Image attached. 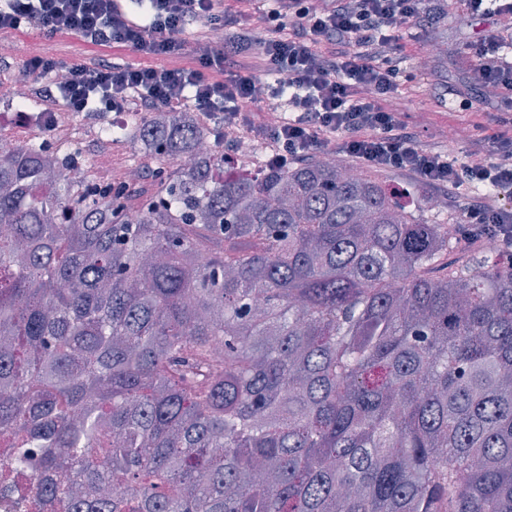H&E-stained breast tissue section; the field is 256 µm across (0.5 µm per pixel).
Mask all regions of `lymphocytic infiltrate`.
Masks as SVG:
<instances>
[{"mask_svg": "<svg viewBox=\"0 0 512 512\" xmlns=\"http://www.w3.org/2000/svg\"><path fill=\"white\" fill-rule=\"evenodd\" d=\"M244 11L265 16L258 36L228 19L224 0H0V38L32 27L40 36L78 38L85 46L124 48L136 63L102 57L64 64L47 54L22 62L35 97L64 111L114 115L139 102L143 111L191 103L204 123L230 145L249 135L270 144L268 168H285L319 154L337 141L347 167L373 168L455 198L471 238L492 235L512 260V137H500L488 157L462 163L424 140L404 121L412 97L398 93L412 81L401 49L407 30L429 40L436 20L432 0H239ZM470 16H497L496 26L466 45L464 56L489 100L468 101L483 111L487 101L507 104L492 113L512 127V0H466ZM194 58L177 63L187 24ZM278 77L279 86L267 83ZM49 85H41L43 77ZM292 111L284 119L279 103Z\"/></svg>", "mask_w": 512, "mask_h": 512, "instance_id": "f902f5d3", "label": "lymphocytic infiltrate"}]
</instances>
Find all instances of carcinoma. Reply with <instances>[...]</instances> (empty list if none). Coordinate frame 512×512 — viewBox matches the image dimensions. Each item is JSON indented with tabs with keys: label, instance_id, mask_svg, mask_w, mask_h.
Masks as SVG:
<instances>
[{
	"label": "carcinoma",
	"instance_id": "cac0c4a2",
	"mask_svg": "<svg viewBox=\"0 0 512 512\" xmlns=\"http://www.w3.org/2000/svg\"><path fill=\"white\" fill-rule=\"evenodd\" d=\"M135 204L0 159V434L61 512H512V265L369 175L240 174L202 130ZM135 210L139 220L127 221ZM224 359L213 358L216 343ZM125 487L122 497L90 491Z\"/></svg>",
	"mask_w": 512,
	"mask_h": 512
}]
</instances>
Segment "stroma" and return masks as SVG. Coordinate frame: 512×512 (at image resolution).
I'll return each instance as SVG.
<instances>
[{
    "label": "stroma",
    "mask_w": 512,
    "mask_h": 512,
    "mask_svg": "<svg viewBox=\"0 0 512 512\" xmlns=\"http://www.w3.org/2000/svg\"><path fill=\"white\" fill-rule=\"evenodd\" d=\"M439 7L442 16L433 32V38L435 42L443 44V55L428 62L424 61L422 43L410 37L403 41V52L411 63L418 67V77L421 81L420 95L409 111V120L425 139L434 142L442 140L443 132L455 131V138L447 143L448 155L462 162L466 160L474 140H491L497 128L492 124L482 128L475 127V114L458 105L441 101L438 92L441 86L449 84L457 89L460 97L471 99L477 96L478 88L474 74L464 65L461 52L467 43L476 40L485 30L493 27L494 21L488 17H467L463 0H440ZM37 41H40L39 35L32 29L15 33L8 39L0 41V49L5 52L4 57L0 58V113L9 109L11 85L27 83L28 77L22 72L20 63L27 56L31 44ZM127 117L130 121L129 126H126L122 138L112 144L111 167L99 168L91 162L92 149L88 142V127L97 122L98 113L70 115L69 138L62 142H54L53 147L63 154L79 152L84 171L89 180L96 183L116 181L121 171L129 164L144 165L149 177L139 186L138 192L147 195L156 191L159 186V165L146 157L141 141L133 135L131 121L136 117L135 112H128ZM376 178L389 189L407 190L410 208L421 221L429 224L457 223L459 215L455 207H448L441 212L430 210L428 202L434 198V190L414 182L403 184L401 179L385 172L377 173Z\"/></svg>",
    "instance_id": "35a3bbf8"
}]
</instances>
